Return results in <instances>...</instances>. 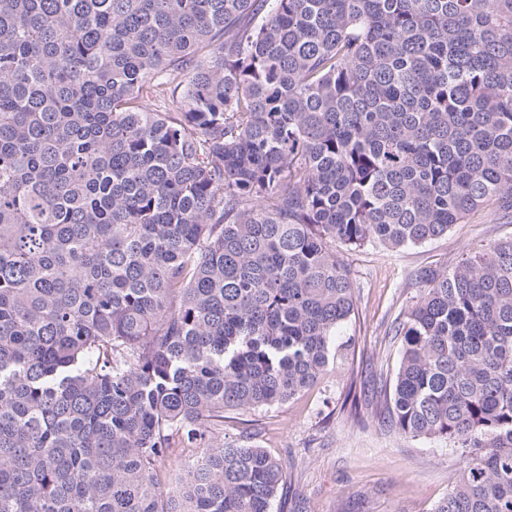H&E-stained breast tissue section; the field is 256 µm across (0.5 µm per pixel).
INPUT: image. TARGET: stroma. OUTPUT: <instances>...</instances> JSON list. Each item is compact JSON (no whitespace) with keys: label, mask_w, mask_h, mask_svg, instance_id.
I'll return each instance as SVG.
<instances>
[{"label":"stroma","mask_w":512,"mask_h":512,"mask_svg":"<svg viewBox=\"0 0 512 512\" xmlns=\"http://www.w3.org/2000/svg\"><path fill=\"white\" fill-rule=\"evenodd\" d=\"M512 237V219L486 205L439 239L348 256L355 313L336 333L344 358L289 402L224 421L283 459V497L272 512H432L460 465L453 442L390 430L380 389L392 381L399 318L417 300L418 274L453 267L468 252Z\"/></svg>","instance_id":"stroma-1"}]
</instances>
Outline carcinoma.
Segmentation results:
<instances>
[{
	"label": "carcinoma",
	"instance_id": "carcinoma-1",
	"mask_svg": "<svg viewBox=\"0 0 512 512\" xmlns=\"http://www.w3.org/2000/svg\"><path fill=\"white\" fill-rule=\"evenodd\" d=\"M512 216V0H0V512H272L344 256ZM385 419L512 512V238L422 277ZM197 452L167 465L175 445Z\"/></svg>",
	"mask_w": 512,
	"mask_h": 512
}]
</instances>
